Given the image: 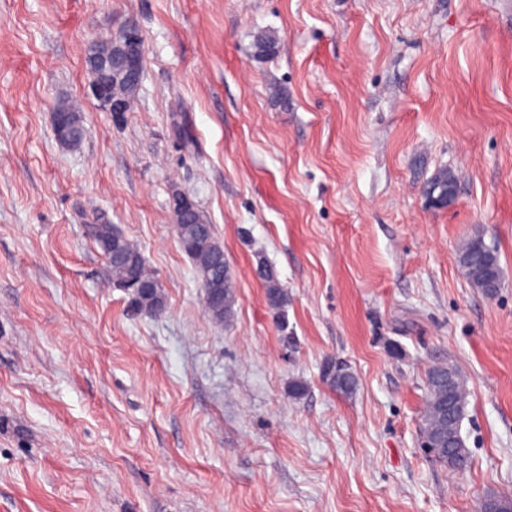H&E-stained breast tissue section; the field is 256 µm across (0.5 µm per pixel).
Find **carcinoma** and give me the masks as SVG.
Here are the masks:
<instances>
[{
  "instance_id": "carcinoma-1",
  "label": "carcinoma",
  "mask_w": 512,
  "mask_h": 512,
  "mask_svg": "<svg viewBox=\"0 0 512 512\" xmlns=\"http://www.w3.org/2000/svg\"><path fill=\"white\" fill-rule=\"evenodd\" d=\"M278 40L273 34H262L255 42V51L261 56L276 53ZM63 124L65 139L70 147L78 146L84 136L83 120L79 115L61 112L57 115ZM177 235L181 249L191 259L200 288L206 314L216 323L226 322L233 314L236 302L235 283L230 268L224 259V246L217 239L213 225L203 212H197L195 222L180 225ZM92 237L106 259V276L114 285L140 283L146 292L131 294V307L139 314L148 316L162 312L166 301L161 285L147 266L141 252L112 224H96L91 229ZM475 271L481 278L489 272H501L498 251L489 245L483 236L470 238L462 247ZM266 290L268 304L280 311L288 304V291L283 288L272 268L259 273ZM324 377L336 390L350 394L356 388V378L348 369L336 371V361L328 359L323 365ZM467 393L462 388L458 374L446 381L445 366L436 365L426 372V396L422 435L434 444L431 457L463 472L471 463L469 450L460 434V424L465 416Z\"/></svg>"
}]
</instances>
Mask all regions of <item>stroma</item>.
I'll list each match as a JSON object with an SVG mask.
<instances>
[{
    "label": "stroma",
    "mask_w": 512,
    "mask_h": 512,
    "mask_svg": "<svg viewBox=\"0 0 512 512\" xmlns=\"http://www.w3.org/2000/svg\"><path fill=\"white\" fill-rule=\"evenodd\" d=\"M129 19L144 76L115 117L84 52ZM176 188L224 246L231 321L203 309ZM93 224L138 246L162 313L107 283ZM478 233L493 297L457 262ZM437 362L469 391L463 473L421 446ZM492 492L512 495V0H0V512H478ZM57 119L63 124L65 139L69 147L78 146L84 136L83 120L79 115L70 112L58 113ZM259 265H264L267 269L266 272L257 273L264 283L267 302L273 309L281 311L288 304V291L282 287L277 274L262 257L258 258L257 268ZM324 377L331 386L344 394H350L356 388V378L347 368L336 373V360L327 359L323 365Z\"/></svg>",
    "instance_id": "1"
}]
</instances>
